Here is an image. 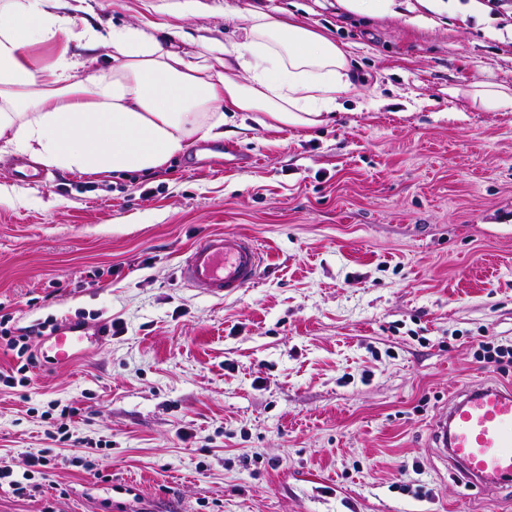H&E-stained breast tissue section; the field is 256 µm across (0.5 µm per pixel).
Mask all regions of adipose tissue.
Segmentation results:
<instances>
[{
  "label": "adipose tissue",
  "instance_id": "1",
  "mask_svg": "<svg viewBox=\"0 0 512 512\" xmlns=\"http://www.w3.org/2000/svg\"><path fill=\"white\" fill-rule=\"evenodd\" d=\"M68 0H0V143L46 166L105 176L156 170L195 141L223 138L240 113L259 125L312 128L358 86L347 52L297 24L244 10L242 39L211 62L137 26L85 28L84 60L30 68L26 47L70 34ZM112 50L98 68V46ZM97 67L89 81L81 67Z\"/></svg>",
  "mask_w": 512,
  "mask_h": 512
}]
</instances>
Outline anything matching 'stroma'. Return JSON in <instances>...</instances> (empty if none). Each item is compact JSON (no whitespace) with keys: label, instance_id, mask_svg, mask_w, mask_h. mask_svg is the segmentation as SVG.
Segmentation results:
<instances>
[{"label":"stroma","instance_id":"35a3bbf8","mask_svg":"<svg viewBox=\"0 0 512 512\" xmlns=\"http://www.w3.org/2000/svg\"><path fill=\"white\" fill-rule=\"evenodd\" d=\"M97 29L153 22L202 52L249 7L349 54L360 95L313 129L224 126L242 167L190 153L106 179L16 175L0 150V315L120 326L28 386L0 384V512H512L434 448L436 414L472 382L512 386L476 341L512 343V21L479 0L401 16L337 0H87ZM262 247L258 282L218 300L179 265L211 233ZM78 407L69 439L47 414ZM56 465L28 472L40 452ZM104 466L96 474L88 456ZM476 88L470 95L473 103L479 104L483 108L487 109H501L508 108L512 105V89L511 94L506 87H484V85Z\"/></svg>","mask_w":512,"mask_h":512}]
</instances>
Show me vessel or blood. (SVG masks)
Masks as SVG:
<instances>
[{
	"label": "vessel or blood",
	"mask_w": 512,
	"mask_h": 512,
	"mask_svg": "<svg viewBox=\"0 0 512 512\" xmlns=\"http://www.w3.org/2000/svg\"><path fill=\"white\" fill-rule=\"evenodd\" d=\"M262 261L254 240L215 233L192 246L181 276L211 296L228 298L257 283ZM108 334L105 323L91 333L65 323L50 336L42 356L50 365L66 364ZM431 434L442 455L460 465L469 486L488 495L512 489L511 387L490 382L465 387L436 415Z\"/></svg>",
	"instance_id": "obj_1"
}]
</instances>
